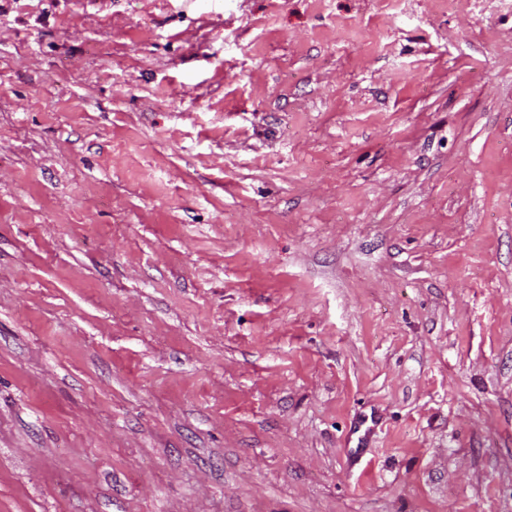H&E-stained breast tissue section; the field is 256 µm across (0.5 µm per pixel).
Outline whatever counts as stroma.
Here are the masks:
<instances>
[{"label": "stroma", "instance_id": "1", "mask_svg": "<svg viewBox=\"0 0 512 512\" xmlns=\"http://www.w3.org/2000/svg\"><path fill=\"white\" fill-rule=\"evenodd\" d=\"M0 512H512V0H0Z\"/></svg>", "mask_w": 512, "mask_h": 512}]
</instances>
